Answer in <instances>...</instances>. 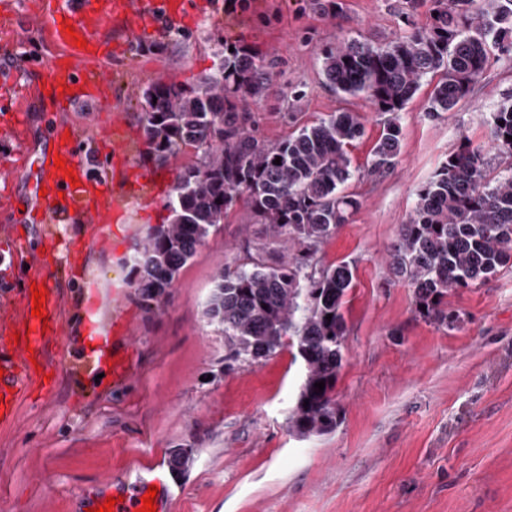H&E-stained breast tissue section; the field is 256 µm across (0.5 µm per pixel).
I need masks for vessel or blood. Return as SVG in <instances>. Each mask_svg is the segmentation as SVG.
<instances>
[{"label":"vessel or blood","instance_id":"vessel-or-blood-1","mask_svg":"<svg viewBox=\"0 0 512 512\" xmlns=\"http://www.w3.org/2000/svg\"><path fill=\"white\" fill-rule=\"evenodd\" d=\"M183 4L181 0H70L64 10L45 11V34L57 45L58 54L46 65L42 82L34 94L45 110L72 111L84 105L92 96L91 88L106 83L105 75L87 76L85 64L100 60L101 44L98 30L111 21L117 24L134 22L156 30L176 22ZM72 33H65V25ZM72 166V173L58 171L56 158ZM30 165L27 186L32 204L52 220H65L79 214L90 224L102 223L108 208L109 193L99 181L90 178L80 158L77 136H54L53 151L25 158ZM57 294L47 289L42 316L32 314L33 295L30 286H23L17 295L14 310L0 317V424L9 425L16 419L21 389L38 381L32 369V358H39L43 369L53 370L51 348L54 336L45 334L42 318L56 307ZM162 474L151 478H135L123 483L112 512H136L149 487L163 486Z\"/></svg>","mask_w":512,"mask_h":512}]
</instances>
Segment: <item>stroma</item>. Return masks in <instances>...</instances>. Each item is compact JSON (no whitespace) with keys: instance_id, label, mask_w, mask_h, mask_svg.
Masks as SVG:
<instances>
[{"instance_id":"stroma-1","label":"stroma","mask_w":512,"mask_h":512,"mask_svg":"<svg viewBox=\"0 0 512 512\" xmlns=\"http://www.w3.org/2000/svg\"><path fill=\"white\" fill-rule=\"evenodd\" d=\"M209 9L161 32L128 37L125 53L96 64L109 85L80 112L0 109V306L40 277L59 292V367L49 390L24 393L15 423L0 426V512H88L113 481L166 475L164 512H512V267L449 290L453 329L421 316L412 288L391 276L387 251L417 191L461 139L492 142L489 114L512 95V56H492L472 93L428 118L435 82L424 80L402 119L393 169L368 175L382 117L343 97L322 75V48L353 38L382 45L432 23L433 0H210ZM42 0H0V69L28 98L56 49ZM278 59L266 95L250 102L259 137L278 142L342 110L365 126L350 149L344 187L358 206L316 255L355 267L344 305L345 360L332 432L297 436L289 417L303 367L286 347L257 363L226 365L224 336L204 316L217 268L266 238L244 204L199 247L160 301L128 284L131 259L168 216L179 171L141 158L140 96L157 79L187 85L218 64L216 35ZM301 99L290 97V89ZM72 127L88 169L128 203L120 224L81 218L39 224L27 209L21 159L59 124ZM26 130L14 141L10 128ZM132 337L131 376L112 382V352H96L87 315ZM191 449L173 471L170 453Z\"/></svg>"}]
</instances>
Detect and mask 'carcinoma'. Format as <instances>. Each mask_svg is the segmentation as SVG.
<instances>
[{
    "label": "carcinoma",
    "mask_w": 512,
    "mask_h": 512,
    "mask_svg": "<svg viewBox=\"0 0 512 512\" xmlns=\"http://www.w3.org/2000/svg\"><path fill=\"white\" fill-rule=\"evenodd\" d=\"M435 3L438 15L425 30L378 46L351 39L321 52L326 85L368 99L384 117L371 176L398 162L402 112L424 79L440 75L424 109L439 116L468 97L492 52L512 55V0ZM218 41L222 62L194 85L158 80L142 91L144 156L164 164L189 146L196 160L167 196L168 222L133 257V286L148 300L163 297L228 211L244 201L249 218L265 225L271 239L245 261L217 269L204 314L240 363L267 359L291 340L304 368L291 428L300 437L325 434L339 415L343 308L354 267H322L315 255L357 208L342 186L353 176L349 147L364 125L357 113L343 110L283 141L258 137L248 100L265 94L276 61L221 36ZM491 126L494 148L512 155L511 96L491 113ZM489 169L484 147L463 140L419 189L388 251L389 271L414 288L417 312L441 327L461 322L443 303L448 290L483 281L512 260V167L493 177ZM321 380L320 392L314 384Z\"/></svg>",
    "instance_id": "carcinoma-1"
}]
</instances>
